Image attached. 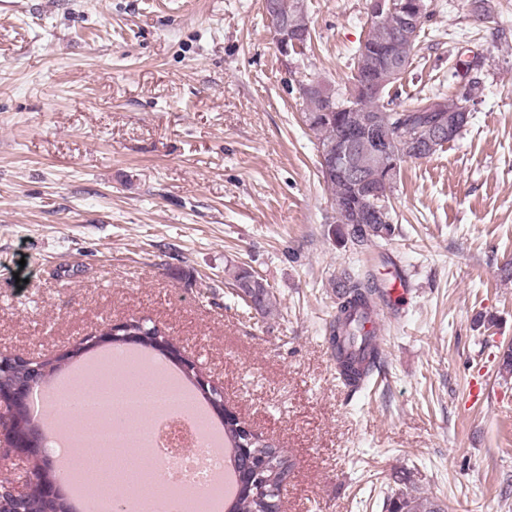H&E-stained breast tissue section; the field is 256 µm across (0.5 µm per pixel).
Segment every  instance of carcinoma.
I'll use <instances>...</instances> for the list:
<instances>
[{"mask_svg": "<svg viewBox=\"0 0 512 512\" xmlns=\"http://www.w3.org/2000/svg\"><path fill=\"white\" fill-rule=\"evenodd\" d=\"M281 15L288 18V25L302 34H310L303 16V0H276ZM398 16L395 13H383L379 17L378 26L381 33L391 37V41L378 40L377 35L370 34L365 45V55L378 58L383 55L396 54L404 57L406 67H411L415 46H408L403 40L394 36ZM354 74L352 86L344 92H336L322 85H316L311 93L303 98V113L305 123L317 139L316 147H326L336 142V137L359 128L365 118L374 113L385 115L390 125V139L387 148L394 159L404 163L415 158V153L402 139V135L410 130L436 122L439 113L431 111L434 102L439 101L443 106L453 111L458 104L464 102V92L456 89L444 95L442 93L418 100L413 106L403 112L393 111L394 100L391 89L402 79L386 70L358 66V60H353ZM355 107L354 112L343 113L341 124L327 118L326 110L330 107ZM379 192V201L390 203V195L394 185H385L383 178L375 173L365 175ZM331 189L335 202L342 200L368 207L369 198L364 195V187L356 183L342 182L332 179L326 181ZM345 234L359 245L373 244L392 237L394 226L391 224H345ZM338 294V304L335 318L330 322L328 340L339 375L352 390L361 388L378 369L381 352L375 335L365 330L370 318L376 314L374 296L377 286L365 279L348 276L335 284ZM253 308L262 315H270L275 309L274 295L269 288L259 290L253 300ZM224 434L227 442L234 450V461L243 473L250 469L252 455L255 453H270L272 447L260 441L251 445L247 451H242L240 423L226 416H221ZM279 505L269 504L254 491L243 487L236 493L234 502L228 512H278ZM385 512H445L443 506L436 500L408 491L395 492L384 499Z\"/></svg>", "mask_w": 512, "mask_h": 512, "instance_id": "1", "label": "carcinoma"}]
</instances>
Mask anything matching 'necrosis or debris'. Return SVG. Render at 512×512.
I'll use <instances>...</instances> for the list:
<instances>
[{"instance_id": "1", "label": "necrosis or debris", "mask_w": 512, "mask_h": 512, "mask_svg": "<svg viewBox=\"0 0 512 512\" xmlns=\"http://www.w3.org/2000/svg\"><path fill=\"white\" fill-rule=\"evenodd\" d=\"M35 410L98 420V427L85 430L83 437L100 448L140 452L153 463L180 460L176 475L185 489L201 487L205 473L224 466L222 456L208 451L205 432L185 419L181 395L162 384L149 393L130 386L83 393L62 387L36 398Z\"/></svg>"}]
</instances>
